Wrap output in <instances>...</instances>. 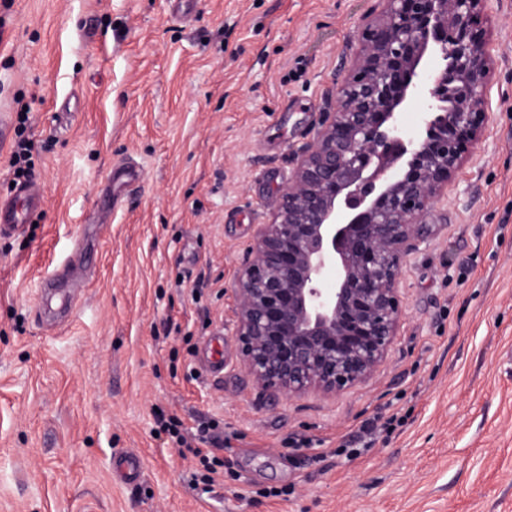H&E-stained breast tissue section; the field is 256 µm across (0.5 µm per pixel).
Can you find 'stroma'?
<instances>
[{"label": "stroma", "instance_id": "1", "mask_svg": "<svg viewBox=\"0 0 512 512\" xmlns=\"http://www.w3.org/2000/svg\"><path fill=\"white\" fill-rule=\"evenodd\" d=\"M377 5L0 0V114L43 190L0 236V512H512V0L477 20L488 121L401 270L386 361L333 398L272 397L241 365L237 272ZM71 253L80 290L47 299ZM378 413L393 426L354 451ZM204 418L224 429L209 493L187 447ZM62 267L66 272V275L76 276L78 272V266L71 258V256H66L59 260L56 269H54L50 274L43 278L41 282V288L44 292H55L57 287L63 282V276L59 273L58 268Z\"/></svg>", "mask_w": 512, "mask_h": 512}]
</instances>
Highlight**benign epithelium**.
<instances>
[{
  "label": "benign epithelium",
  "mask_w": 512,
  "mask_h": 512,
  "mask_svg": "<svg viewBox=\"0 0 512 512\" xmlns=\"http://www.w3.org/2000/svg\"><path fill=\"white\" fill-rule=\"evenodd\" d=\"M384 2L234 283L243 367L290 398L336 397L382 365L420 221L460 166L461 140L488 119V50L472 33L485 0ZM418 98L424 118L409 132L398 112ZM332 272L336 287L326 288Z\"/></svg>",
  "instance_id": "benign-epithelium-1"
}]
</instances>
